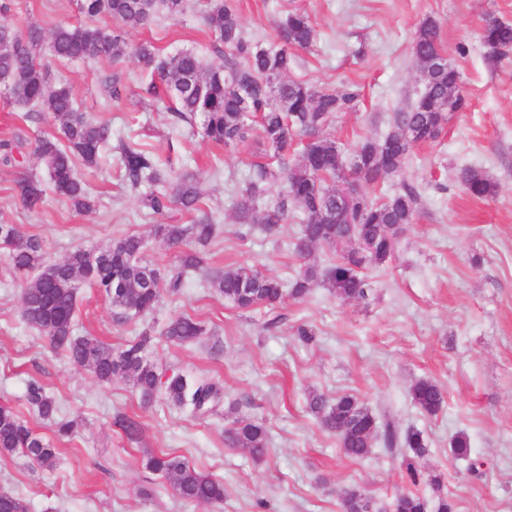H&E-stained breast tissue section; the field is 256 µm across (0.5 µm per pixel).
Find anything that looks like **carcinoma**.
<instances>
[{
  "label": "carcinoma",
  "mask_w": 512,
  "mask_h": 512,
  "mask_svg": "<svg viewBox=\"0 0 512 512\" xmlns=\"http://www.w3.org/2000/svg\"><path fill=\"white\" fill-rule=\"evenodd\" d=\"M76 5L82 21L59 24L50 32L54 59L111 60L112 74L102 85L117 99L123 87L119 64L132 56L143 64L145 92L158 101L171 100L167 110L176 123L191 127L200 123L202 138L225 148H237L258 136L277 167L256 163L240 183L238 223L259 224L271 235L297 210L302 218L295 253L301 257L322 247L335 255L326 268L301 267L286 285L252 267L226 269L212 277V286L224 301L242 310H274L288 298L306 299L318 286L343 301L368 299L373 282L366 271L392 259L396 237L415 221L419 193L405 185L400 192L380 199L371 197L367 189L400 173L413 149L436 141L448 120L467 106L461 73L442 49L439 23L425 18L412 42L413 55L422 67L424 90L407 110L395 113L381 139L365 138L348 149L336 140L331 127L336 113L352 107L355 94L288 78L295 50L311 48L318 38L308 14L294 11L282 17L277 25L278 44L266 47L245 33L236 0H206L204 21L215 34L214 53L223 58L222 65L214 66L193 49L162 53L150 42L131 45L126 39L127 31L149 26L160 14L172 19L183 15L185 0H76ZM102 17L112 19L114 26L100 25ZM481 39L490 57H505L512 49V25L490 19ZM43 40L38 23L20 30L10 19L8 8L0 5V95L30 108L44 105L52 112L59 122L58 136L38 137L34 153L44 162L54 191L76 211L89 213L97 202L76 176L75 162L79 159L88 166L97 165L112 131L76 104L70 86L56 77L43 58ZM296 139L301 149L292 160L288 147ZM117 149L120 177L130 190L156 187L144 195L155 213L162 215L177 204L194 214L190 224L157 227V233L168 242L178 244L192 238L201 245L181 251L177 271L169 280L170 291L176 292L187 275L207 265L202 246L213 236V217L201 208L202 193L194 180H183L174 194L162 189L173 168L156 152L126 140L119 141ZM460 181L473 198L485 200L496 194L495 183L479 170L464 169ZM272 183L281 188L276 198L267 202ZM18 195L28 210L35 211L44 203L42 183L33 178L18 182ZM144 248L142 237L126 235L95 255L77 250L62 261L48 263L38 241L24 238L13 224H0V249L8 250L12 271L30 277L22 291L28 325L48 336L54 347L98 381L107 384L116 377H130L142 400H151L162 389L174 405L204 415L218 401L219 390L205 377L167 376L159 371L150 356L148 335L116 350L94 336L74 335L81 279L92 281L110 305L119 309L118 318L123 321L155 307L161 297V274L143 261ZM203 333L201 322L182 316L167 325L163 336L181 345ZM410 396L428 415L437 414L444 404L441 386L428 379L415 382ZM27 400L40 417L54 421L59 437L72 435L76 422L56 419L55 401L41 385H29ZM307 409L327 432L336 435L349 458L368 456L380 434L385 447L405 449L401 467L407 490L390 502L391 512H427L428 501L421 493L426 483L437 492L435 512H452L448 496L441 493L440 479L425 477L418 466L417 460L428 453L422 432L401 434L391 426L379 432L376 414L351 395L331 400L313 392L308 395ZM224 440L261 459L268 434L258 420L242 417L224 430ZM13 453L51 468L56 448L35 434L10 407L1 405L0 454ZM145 465L168 478L184 501H224V483L179 456L153 452L147 455ZM373 507V499L364 492L343 491V512H372ZM0 512H28V506L18 496L0 494Z\"/></svg>",
  "instance_id": "carcinoma-1"
}]
</instances>
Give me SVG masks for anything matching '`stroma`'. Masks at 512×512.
I'll use <instances>...</instances> for the list:
<instances>
[{
    "mask_svg": "<svg viewBox=\"0 0 512 512\" xmlns=\"http://www.w3.org/2000/svg\"><path fill=\"white\" fill-rule=\"evenodd\" d=\"M0 3L21 29L35 22L49 31L80 21L74 0ZM192 5L184 20L130 31L129 41L165 52L192 47L220 65L212 51L215 36L201 19L203 4ZM295 9L310 15L319 37L311 49L298 51L290 79L360 94L356 107L337 113L332 125L346 144L382 138L392 115L422 91L412 40L424 18L438 21L468 106L452 116L437 142L416 148L398 176L370 191L380 198L402 184L415 185V223L398 238L392 260L369 270L375 283L369 303H344L318 287L305 300L287 301L278 326L265 329L264 309L234 308L208 283L212 273L239 265L286 281L301 264L292 247L295 223L270 236L256 224L240 227L235 218L237 186L254 162L264 160L262 141L254 137L225 149L174 124L163 105L145 95L136 59L124 62L128 87L116 100L101 85L111 62H53L82 110L109 124L113 138L152 149L173 168L198 175L201 206L215 219L207 270L178 293H162L143 316L117 321L100 290L79 282L76 335L116 349L149 334L160 368L213 379L224 401L215 412L194 417L164 394L146 403L132 381L105 384L71 364L26 324L24 283L0 252V405L57 450L51 470L17 453L0 455V492L24 498L29 512H340V493L351 487L387 505L405 488L400 454L378 444L367 457H346L336 436L307 412L312 392L331 399L353 395L380 422L402 432L420 430L429 448L420 464L441 479L453 512H512V54L493 60L481 40L487 19L512 24V0H239L245 31L266 43L275 41L277 21ZM57 132L47 108L0 102V140H26L15 164H0V222L39 240L49 262L134 234L146 242L145 261L169 275L180 250L157 237L155 227L187 224L192 216L177 206L163 215L145 207L119 180L114 150H106L99 167H76L98 201L93 212L75 211L50 189L40 209L22 206L17 181L45 174L32 141ZM467 167L482 169L496 183L495 196L478 201L464 191L459 175ZM184 315L202 322L205 332L194 342L171 344L162 331ZM302 327L311 339L299 335ZM422 378L444 390L436 415L423 413L410 398ZM33 382L55 399L60 417L76 420L70 439L58 440L53 422L28 404ZM243 415L267 428L263 459L224 443L225 428ZM126 418L139 425L135 437L120 425ZM460 434L470 441L477 471L452 455L451 442ZM160 450L222 481L223 504L177 497L145 466L147 453Z\"/></svg>",
    "mask_w": 512,
    "mask_h": 512,
    "instance_id": "obj_1",
    "label": "stroma"
}]
</instances>
